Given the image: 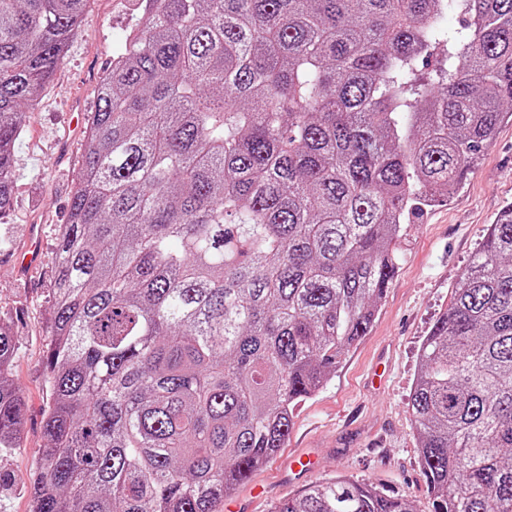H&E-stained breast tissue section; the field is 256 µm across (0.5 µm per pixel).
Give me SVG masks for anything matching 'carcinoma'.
Segmentation results:
<instances>
[{
  "label": "carcinoma",
  "instance_id": "carcinoma-1",
  "mask_svg": "<svg viewBox=\"0 0 512 512\" xmlns=\"http://www.w3.org/2000/svg\"><path fill=\"white\" fill-rule=\"evenodd\" d=\"M89 0H0L18 115ZM59 225L31 512H218L370 328L412 214L512 119V0H145ZM465 23L454 28L448 10ZM0 320V458L20 447ZM430 512H512V203L420 349ZM271 512H417L331 477Z\"/></svg>",
  "mask_w": 512,
  "mask_h": 512
}]
</instances>
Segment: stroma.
<instances>
[{"label": "stroma", "instance_id": "35a3bbf8", "mask_svg": "<svg viewBox=\"0 0 512 512\" xmlns=\"http://www.w3.org/2000/svg\"><path fill=\"white\" fill-rule=\"evenodd\" d=\"M145 18L139 0H92L38 102L21 116L11 202L0 213V317L10 320L17 339L13 379L26 414L21 446L7 462L15 490L0 500V512L30 510V482L36 452L45 444L42 419L50 401L44 363L57 228L68 220L100 78L118 42ZM511 202L508 122L462 187L414 217L367 335L343 357L326 386L296 407L285 447L225 497L222 512H270L280 499L335 475L372 484L426 512L427 489L409 409L419 348L446 312L451 291L488 225ZM32 245L36 257L24 263ZM297 454L310 455L313 470L292 466Z\"/></svg>", "mask_w": 512, "mask_h": 512}]
</instances>
